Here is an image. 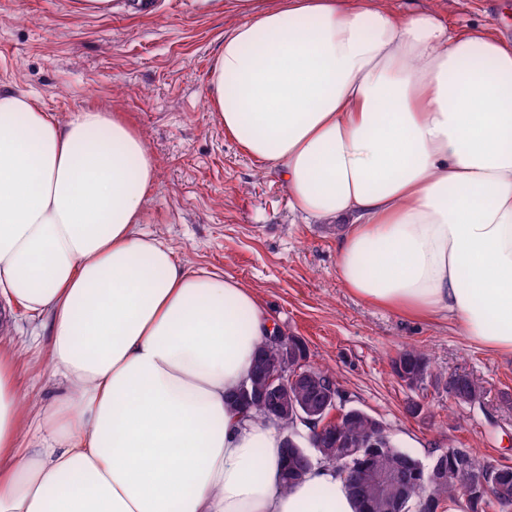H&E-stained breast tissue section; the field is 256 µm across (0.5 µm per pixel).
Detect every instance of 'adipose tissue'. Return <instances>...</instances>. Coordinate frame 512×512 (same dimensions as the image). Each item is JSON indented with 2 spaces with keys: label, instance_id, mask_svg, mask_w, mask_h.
Masks as SVG:
<instances>
[{
  "label": "adipose tissue",
  "instance_id": "1",
  "mask_svg": "<svg viewBox=\"0 0 512 512\" xmlns=\"http://www.w3.org/2000/svg\"><path fill=\"white\" fill-rule=\"evenodd\" d=\"M219 122L304 222L345 225L339 277L512 358V42L382 0H240ZM157 182L107 113L0 90V311L45 344L48 401L0 339V512H355L337 471L281 484L282 433L235 395L273 325L249 287L141 233Z\"/></svg>",
  "mask_w": 512,
  "mask_h": 512
}]
</instances>
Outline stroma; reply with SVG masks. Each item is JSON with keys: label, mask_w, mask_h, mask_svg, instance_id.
Listing matches in <instances>:
<instances>
[{"label": "stroma", "mask_w": 512, "mask_h": 512, "mask_svg": "<svg viewBox=\"0 0 512 512\" xmlns=\"http://www.w3.org/2000/svg\"><path fill=\"white\" fill-rule=\"evenodd\" d=\"M132 2L112 0L111 10L92 12L84 0H0V90L35 94L63 122L91 108L133 126L158 167L145 231L188 268L250 287L273 323L333 371L348 405L381 420L423 466L461 446L476 459L512 464V360L449 324L408 320L349 293L337 272L341 225L303 223L278 173L226 136L210 81L224 32L241 19L236 0H154L148 15ZM398 7L433 9L456 28L512 40V0H398ZM33 329L18 309L6 334L22 348L20 385L47 400V356L24 347ZM405 346L423 349L434 368L479 379L485 411L450 404L430 388L423 401L432 420L407 415L412 393L390 366Z\"/></svg>", "instance_id": "35a3bbf8"}]
</instances>
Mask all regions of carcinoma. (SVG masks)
<instances>
[{"instance_id":"carcinoma-1","label":"carcinoma","mask_w":512,"mask_h":512,"mask_svg":"<svg viewBox=\"0 0 512 512\" xmlns=\"http://www.w3.org/2000/svg\"><path fill=\"white\" fill-rule=\"evenodd\" d=\"M288 344L298 353L303 363L299 369L310 374V381L298 378L288 384L283 400L274 409L267 408L261 398L266 386L265 378L253 371L245 388L239 390L235 402L252 411L255 416L272 422L286 435L282 459V486L289 489L300 482L314 466L330 463L337 449L347 448L344 458L348 474L346 482L356 503V512H438L441 505L457 501L454 482L450 474L467 465L473 455L467 448H450L438 454L426 470L418 459L402 451L391 439L377 446L370 443L377 426L375 416L359 407L346 408L344 391L336 387V412L323 407L318 388L336 381L333 373L310 364L307 347L297 336H287ZM395 376L410 389H426L428 385H443L448 400L456 402L485 399L482 383L470 374L453 373L447 377L436 371L424 352L416 348H403L391 360ZM316 407L319 412L312 417L313 426H325V438L314 451H309L297 439L299 415L305 408ZM482 470L475 478L489 473L493 476V494L478 493L462 504L463 512H512V465L495 459L481 461ZM401 470L403 478L394 489L382 490L373 481L376 473Z\"/></svg>"}]
</instances>
